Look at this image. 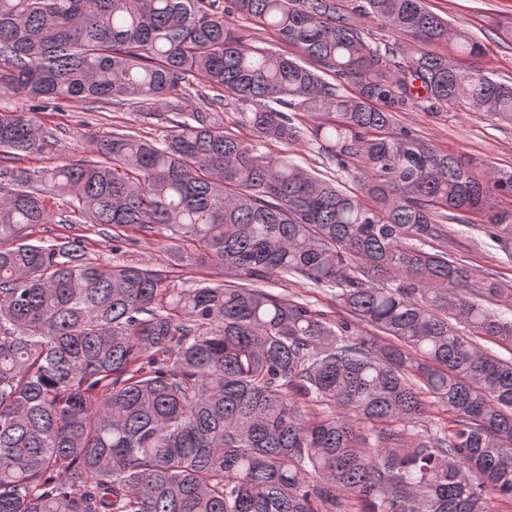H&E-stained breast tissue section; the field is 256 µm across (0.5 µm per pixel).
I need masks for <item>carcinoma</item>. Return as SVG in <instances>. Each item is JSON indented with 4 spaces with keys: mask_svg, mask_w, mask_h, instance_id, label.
<instances>
[{
    "mask_svg": "<svg viewBox=\"0 0 512 512\" xmlns=\"http://www.w3.org/2000/svg\"><path fill=\"white\" fill-rule=\"evenodd\" d=\"M226 12L294 53L245 44ZM450 41L483 53L425 0H0V97L29 103L0 111L4 152L58 145L33 117L49 104L172 114L157 139H98L92 160L0 169V512L512 504V318L489 306L497 283L429 246L457 220L512 258V173L477 177L396 119L512 121V82L459 68ZM192 82L217 97L193 101ZM224 92L254 143L208 111ZM304 138L358 189L258 152ZM48 192L118 248L160 227L238 283L171 288L80 239L31 243ZM289 275L335 289L346 316L265 290ZM425 396L451 426L418 427Z\"/></svg>",
    "mask_w": 512,
    "mask_h": 512,
    "instance_id": "obj_1",
    "label": "carcinoma"
}]
</instances>
